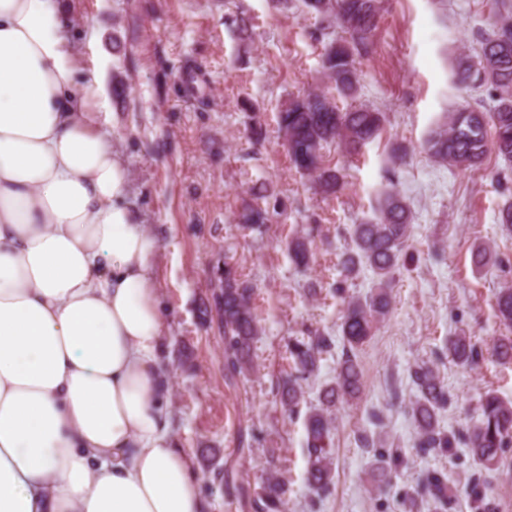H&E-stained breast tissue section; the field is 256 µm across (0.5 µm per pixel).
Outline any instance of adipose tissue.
I'll return each instance as SVG.
<instances>
[{"instance_id":"adipose-tissue-1","label":"adipose tissue","mask_w":512,"mask_h":512,"mask_svg":"<svg viewBox=\"0 0 512 512\" xmlns=\"http://www.w3.org/2000/svg\"><path fill=\"white\" fill-rule=\"evenodd\" d=\"M68 0H0V512H205L158 243Z\"/></svg>"}]
</instances>
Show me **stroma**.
Listing matches in <instances>:
<instances>
[{"label": "stroma", "instance_id": "stroma-1", "mask_svg": "<svg viewBox=\"0 0 512 512\" xmlns=\"http://www.w3.org/2000/svg\"><path fill=\"white\" fill-rule=\"evenodd\" d=\"M70 7L77 32H97L87 63L97 67L121 131L130 192L159 240L173 430L177 446L194 457L207 512H250L229 501L225 469L256 494L273 466L286 471V512H512V474L481 471L460 446L419 452L408 414L416 395L409 371L421 361L435 363L452 395L440 415L447 432L476 422L485 391L512 401V363L491 354L501 333L495 297L512 285V234L497 223L506 201L496 182L502 162L491 154L469 173L434 163L422 148L441 113L477 100L453 84L450 55L486 27L493 0H384L375 51L358 69L359 100L385 112V130L355 155L325 147L326 165L342 177L333 194L293 166L277 115L311 90L332 92L321 53L334 24L299 0L280 11L268 0H70ZM395 144L408 152L397 166L388 160ZM390 168L413 216L410 236L391 311L358 352L362 393L335 413L334 484L319 500L305 481L304 422L334 381L341 353L324 355L295 413L281 409L275 384L292 365L290 337L339 335L340 257L351 225L372 216ZM255 202L267 207L271 223L241 228L240 213ZM298 237L310 247L305 267L289 255ZM480 245L494 260L478 268L472 253ZM221 260L253 286L260 325L252 369L231 379L219 319L204 311ZM346 284L362 297L375 278L366 269ZM458 333L482 350L478 365L445 357ZM375 410L384 415L378 427L370 420ZM363 432L403 451L385 491L371 482L374 453L356 442ZM433 470L448 476L447 504L411 503L417 477Z\"/></svg>", "mask_w": 512, "mask_h": 512}]
</instances>
